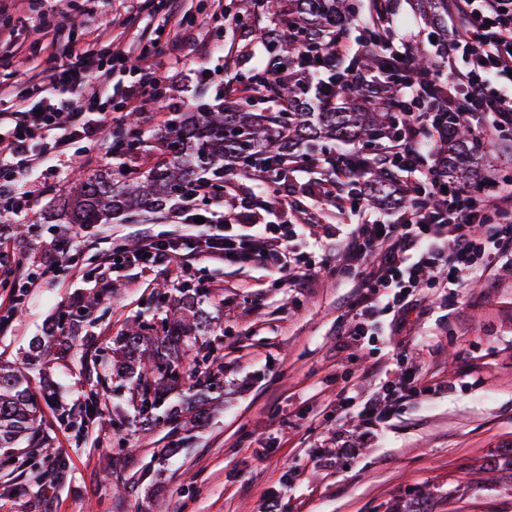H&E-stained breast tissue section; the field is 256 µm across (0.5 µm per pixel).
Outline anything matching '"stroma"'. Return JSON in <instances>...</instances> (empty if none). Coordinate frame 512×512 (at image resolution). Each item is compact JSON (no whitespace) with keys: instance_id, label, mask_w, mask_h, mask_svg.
<instances>
[{"instance_id":"obj_1","label":"stroma","mask_w":512,"mask_h":512,"mask_svg":"<svg viewBox=\"0 0 512 512\" xmlns=\"http://www.w3.org/2000/svg\"><path fill=\"white\" fill-rule=\"evenodd\" d=\"M37 25L26 0H0V30L18 45L37 38ZM70 25L96 53L104 40L125 46L170 28L163 13L140 0H95L92 14L72 10ZM100 27L101 41L92 36ZM265 60L253 37L213 21L196 28L181 62L150 57L148 66L163 82L137 113L136 150L111 160L76 141L80 164L47 169L30 182L27 232L0 249L11 263L37 268L45 251L72 233L64 202L78 175L153 160L154 138L169 119L203 103L223 105L227 79ZM328 176L324 162L299 159L274 188L248 182L237 229L302 225L294 249L318 259L319 244L344 240L359 214L320 204L301 214L283 201L313 195ZM173 219L169 206L88 228L54 283L25 294L11 331L0 334V362L15 366L60 312L70 311L75 335L46 373V449L19 469L0 470V512H263L271 498L278 512H395L422 493L429 512H512V475L478 470L512 448L511 266L492 286L425 290L396 333L357 349L338 334L355 292L326 270L304 288L277 285L258 264H200L180 272L125 263L98 273L100 256L139 230L173 235ZM185 288L207 289L200 308L221 324L197 343L224 359V400L191 432L185 450L162 457L170 429L141 423L125 379L113 378L97 413L86 414L82 405L99 386L114 338L137 323L159 324ZM402 351L421 366L431 393L402 403L383 436L358 445L359 422L337 416L336 395L375 391L384 374H396Z\"/></svg>"}]
</instances>
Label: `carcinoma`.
Returning <instances> with one entry per match:
<instances>
[{
	"instance_id": "1",
	"label": "carcinoma",
	"mask_w": 512,
	"mask_h": 512,
	"mask_svg": "<svg viewBox=\"0 0 512 512\" xmlns=\"http://www.w3.org/2000/svg\"><path fill=\"white\" fill-rule=\"evenodd\" d=\"M424 27L448 28V0H418ZM235 13L247 20V32L284 61L286 73L268 80L258 67L248 76H233L239 93L229 94L222 108L184 112L157 138L156 161L143 168L80 178L68 200L70 221L89 226L114 215L125 219L146 210H160L208 170L246 175L255 165L284 170L293 157L336 156V145L351 144L347 163L371 181L383 183L389 174L379 169L374 154L400 135L395 110L397 88L388 79L396 61L385 32L371 27L356 0H235ZM362 30L354 54L336 52L347 42L351 28ZM355 72L368 79L357 87ZM273 102L275 112L260 105ZM418 107L433 118L437 176L446 182L481 191L485 168L483 142L472 124L437 111L432 94L416 98ZM203 292L182 294L180 309L162 319V335L147 327L130 328L117 337L110 373L128 378L140 402L139 414L148 425L164 422L184 429L183 417L199 427L209 419L213 395L223 385L213 366L220 356L200 354L196 335L210 321L199 308ZM71 337L67 316L61 315L51 333L34 342L28 361L19 366L0 364V465L13 466L22 444L30 450L40 441L43 416L32 390L34 374H43ZM193 357L205 369L196 377L195 392L166 407L162 418L154 410L167 402L182 379L183 359Z\"/></svg>"
}]
</instances>
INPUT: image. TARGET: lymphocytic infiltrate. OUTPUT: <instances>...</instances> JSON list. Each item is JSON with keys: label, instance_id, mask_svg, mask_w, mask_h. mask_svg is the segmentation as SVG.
Segmentation results:
<instances>
[{"label": "lymphocytic infiltrate", "instance_id": "lymphocytic-infiltrate-1", "mask_svg": "<svg viewBox=\"0 0 512 512\" xmlns=\"http://www.w3.org/2000/svg\"><path fill=\"white\" fill-rule=\"evenodd\" d=\"M151 6L174 22L163 43L149 39L102 54L85 49L68 34L67 11L54 10L52 21L41 22V30L61 49L56 64L47 76L28 77L31 92L0 84L1 211L28 212L29 196L17 189L23 175L40 168L47 157L68 156L75 140L92 139L105 154L121 153V146L107 134L114 113L138 110L159 86L160 76L145 64L151 54L175 57L184 44L182 0H152ZM393 15L392 0H375L373 17L388 31L392 52L399 58L393 80L404 104L399 111L401 134L382 152L387 168L398 177L397 194L403 200L397 223L365 218L338 253L307 261L291 247L292 228L264 224L252 232H229L235 217L230 201L238 196L240 185L233 179L220 184L206 179L196 182L190 198L182 202L184 224L204 221L190 252H183L178 239L162 240L142 230L132 246L104 257V266H111L116 257L163 270H181L199 259L258 262L276 269L291 288L306 287L318 269H328L356 288L341 334L348 345L359 348L377 335L386 316L400 318L413 311L423 289L497 280L503 260L512 258V176L478 193L443 184L428 163L430 149L422 130L429 117L408 102L420 89L441 86L447 111L476 117L482 140L512 130V0H448L450 24L436 36L442 51L423 80L416 75V40L394 33ZM117 72H132L136 78L120 87L113 80ZM333 166L337 179L318 186V202L369 210L365 191L347 197L340 193V181L354 179L344 157H336ZM196 200L205 202V210L193 208ZM421 381L419 367H405L396 378L384 379L371 397L341 390L336 409L357 412L362 439L374 440L389 426L397 405L425 396Z\"/></svg>", "mask_w": 512, "mask_h": 512}]
</instances>
